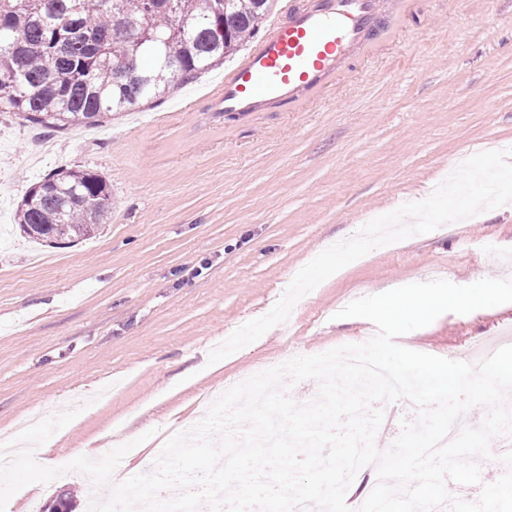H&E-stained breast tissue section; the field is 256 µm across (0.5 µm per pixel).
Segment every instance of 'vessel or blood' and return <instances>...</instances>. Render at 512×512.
Returning <instances> with one entry per match:
<instances>
[{"label": "vessel or blood", "instance_id": "obj_1", "mask_svg": "<svg viewBox=\"0 0 512 512\" xmlns=\"http://www.w3.org/2000/svg\"><path fill=\"white\" fill-rule=\"evenodd\" d=\"M381 0H280L277 16L225 72L217 104L244 115L327 87L353 49L372 35Z\"/></svg>", "mask_w": 512, "mask_h": 512}]
</instances>
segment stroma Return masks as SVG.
<instances>
[{
	"label": "stroma",
	"instance_id": "stroma-1",
	"mask_svg": "<svg viewBox=\"0 0 512 512\" xmlns=\"http://www.w3.org/2000/svg\"><path fill=\"white\" fill-rule=\"evenodd\" d=\"M380 21L328 90L267 112L210 111L220 68L93 127L49 131L0 112V429L51 446L38 469L15 457L0 512L63 490L88 512L81 449L106 429L122 439L105 454L134 467L199 423L210 392L376 334L338 306L417 282L512 278L507 204L375 248L209 364L321 251L512 145V0H386ZM70 168L106 178L111 219L41 266L15 211ZM396 342L443 358L512 345V303L442 314Z\"/></svg>",
	"mask_w": 512,
	"mask_h": 512
}]
</instances>
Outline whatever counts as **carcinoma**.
Wrapping results in <instances>:
<instances>
[{"label":"carcinoma","mask_w":512,"mask_h":512,"mask_svg":"<svg viewBox=\"0 0 512 512\" xmlns=\"http://www.w3.org/2000/svg\"><path fill=\"white\" fill-rule=\"evenodd\" d=\"M274 2L0 0V111L53 130L132 110L224 64ZM111 211L103 176L63 169L30 187L15 220L25 237L61 244L94 236Z\"/></svg>","instance_id":"obj_1"}]
</instances>
